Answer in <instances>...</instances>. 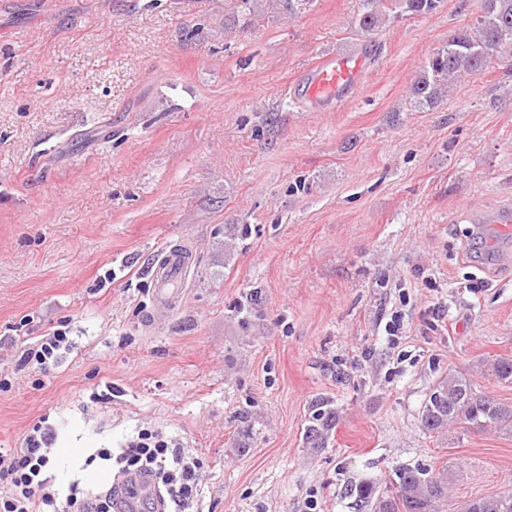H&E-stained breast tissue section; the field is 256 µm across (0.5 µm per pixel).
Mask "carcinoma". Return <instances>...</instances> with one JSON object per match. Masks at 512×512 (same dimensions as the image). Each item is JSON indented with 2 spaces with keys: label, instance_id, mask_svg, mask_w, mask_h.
Wrapping results in <instances>:
<instances>
[{
  "label": "carcinoma",
  "instance_id": "1",
  "mask_svg": "<svg viewBox=\"0 0 512 512\" xmlns=\"http://www.w3.org/2000/svg\"><path fill=\"white\" fill-rule=\"evenodd\" d=\"M262 0H231L236 17L255 13ZM385 0H363L358 29L373 35L391 19L404 15H425L438 7V0H396V10H386ZM512 58V0H483L482 14L473 26L448 39L427 59L410 89L412 104L419 109L438 106L450 85L458 79L484 70L497 58ZM489 371L499 381L512 383V358L497 357ZM337 422V413L322 401L312 411L304 439L312 448L327 441ZM421 426L429 434L444 436L450 427L465 431L486 427H512V406L477 394L470 380L450 374L435 387L421 413ZM359 500L375 504L376 512H440L449 498L448 474L418 468H400L390 493L380 494L370 484L357 487ZM461 512H512V492L475 498L464 503Z\"/></svg>",
  "mask_w": 512,
  "mask_h": 512
}]
</instances>
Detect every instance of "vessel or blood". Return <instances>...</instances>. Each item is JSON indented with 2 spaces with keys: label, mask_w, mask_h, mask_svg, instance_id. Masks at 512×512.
I'll use <instances>...</instances> for the list:
<instances>
[{
  "label": "vessel or blood",
  "mask_w": 512,
  "mask_h": 512,
  "mask_svg": "<svg viewBox=\"0 0 512 512\" xmlns=\"http://www.w3.org/2000/svg\"><path fill=\"white\" fill-rule=\"evenodd\" d=\"M365 71L364 57L354 51L336 52L321 60L302 86L309 100L333 104L352 98L359 90ZM188 270L182 253L169 248L157 255L150 273L155 299H162L171 282L179 280Z\"/></svg>",
  "instance_id": "vessel-or-blood-1"
}]
</instances>
